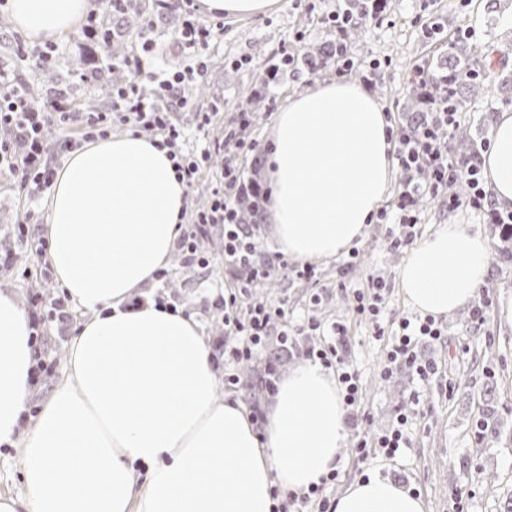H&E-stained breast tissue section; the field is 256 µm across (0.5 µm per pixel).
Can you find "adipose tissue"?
<instances>
[{
	"label": "adipose tissue",
	"mask_w": 512,
	"mask_h": 512,
	"mask_svg": "<svg viewBox=\"0 0 512 512\" xmlns=\"http://www.w3.org/2000/svg\"><path fill=\"white\" fill-rule=\"evenodd\" d=\"M280 0H202L210 16L253 18ZM35 42L72 29L87 0H9ZM382 104L350 81L315 83L274 119L269 207L279 250L330 260L361 238L393 178ZM482 167L499 203L512 202V113H499ZM185 187L166 151L133 133L95 138L71 153L48 196L47 260L86 318L68 373L21 430L37 386L33 330L15 294L0 290V445L21 443L18 496L0 512H272V486L310 488L346 445L335 376L292 370L257 432L248 408L220 397L211 349L194 316L131 306L169 262ZM492 263L477 232L440 224L399 271L407 303L450 314L478 292ZM334 512H428L425 500L374 472L357 477Z\"/></svg>",
	"instance_id": "adipose-tissue-1"
}]
</instances>
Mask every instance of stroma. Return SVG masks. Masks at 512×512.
I'll list each match as a JSON object with an SVG mask.
<instances>
[{"mask_svg":"<svg viewBox=\"0 0 512 512\" xmlns=\"http://www.w3.org/2000/svg\"><path fill=\"white\" fill-rule=\"evenodd\" d=\"M339 0H281L270 15L228 19L224 30L211 41L207 51L208 72L205 94L191 96L188 109L178 112L188 148H204L223 139L225 126L236 117L238 103H248L255 113L253 136L260 145L271 141L274 117L289 97L315 82L336 79L335 69L310 73L299 59L310 46L335 38L336 30L327 17ZM490 0H388L379 21L361 23L351 45L353 67L349 80L373 92L385 111L397 121L408 118L404 107L416 73L427 72L449 41L461 38L479 47L492 46L512 59V0H500L496 13H489ZM438 22L439 33L429 29ZM288 51L298 62L270 82L265 95L251 98L259 77L276 54ZM210 113L212 122L199 127L197 115ZM419 203L418 238H425L437 224H460L482 233L492 247L489 275L477 293L488 303L483 324L470 321L471 306L443 317L448 328L441 344L421 343L422 359L438 372L422 383L401 367L389 380H381L385 363L386 337L376 335L369 321L354 314L353 293L366 289L369 278L379 277L389 285L380 322L391 327L403 317L416 314L404 299L399 270L406 256L389 250L387 225H367L356 247L357 262L337 287L339 260L314 263L313 277L298 275L301 261L289 260L288 272L271 277L272 288L261 301L285 303L291 325L306 323L315 315L324 323L342 322L347 328L349 360L363 381L361 408L370 415V430L389 428L399 412L415 414L411 443L395 458H377L373 465L358 461L353 446L355 430H348L346 448L337 465L339 477L328 486V498L341 495L369 468L425 499L429 512H512V322L500 315L502 303L512 301V259L500 249L496 227L488 212L467 206L449 207L456 194ZM47 195L29 198L16 179L0 173V254H10L8 266L0 267V289L16 294L24 308H35L41 319V369L35 401H42L66 374L70 339L81 319L80 311L68 308L59 318L53 301L63 293L55 278H41L36 254L38 236L27 222L28 214L47 217ZM200 252L208 267L185 263L181 252H173L166 280L139 289L137 298L165 297L184 314L194 316L208 340L216 370L224 368V325L220 301L237 289L236 273L224 265L223 235L219 230L200 238ZM320 294L319 305L310 298ZM492 390L494 415L485 436L474 429L484 413L482 396Z\"/></svg>","mask_w":512,"mask_h":512,"instance_id":"35a3bbf8","label":"stroma"}]
</instances>
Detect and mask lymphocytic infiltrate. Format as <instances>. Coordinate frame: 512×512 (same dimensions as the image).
<instances>
[{
    "mask_svg": "<svg viewBox=\"0 0 512 512\" xmlns=\"http://www.w3.org/2000/svg\"><path fill=\"white\" fill-rule=\"evenodd\" d=\"M154 2L158 14L173 13L180 17V41L186 63L168 70H155L158 44L154 38V20L146 18L134 49L112 61L113 68L129 72L130 78L113 84L109 110L87 112L78 117L59 106L47 109L19 93L14 72L0 64V171L13 173L21 188L27 189L30 195H38L53 184L55 156L71 152L79 141L109 136L117 123L133 133L152 138L156 148L167 150L179 181L189 191L194 189L213 154H222L220 174L212 189L210 204L196 214L191 230L179 236L177 247L187 263L206 264V257L198 251L199 235L214 226L224 229V264L236 270L239 277L238 294L229 295L222 305L226 337L224 384L234 388L239 379L231 371L233 364L256 358L268 336H278L284 344L294 339L283 306L259 302L243 314L238 305L239 295L250 294L270 278L273 270L272 265L258 261L257 246L238 217V206L242 199L249 198L255 208H262L269 202L272 191L245 180L239 163L240 157L255 152L258 147L257 141L249 135L251 122L247 108H240L236 126L225 129L223 140L215 142L213 149L195 152L186 148L184 130L176 123L175 115L189 105L186 85L202 79L208 70L205 51L216 31L214 26L196 20L194 12L186 10L184 0ZM75 121L79 122L81 132L77 139L70 135L71 124ZM458 123L457 113L449 111L443 103L429 119L418 124L388 126V137L395 144V158L405 174L399 184L396 221H389L384 211L377 215L378 222L389 225L387 243L391 251L402 252L413 243L420 197L425 194L441 196L449 183L459 176L467 178L469 192L465 201L470 207L482 209L487 206L480 166L472 164L462 172L451 158L449 138ZM229 144L234 150L228 154L224 148ZM322 329L331 335V342L310 347L307 355L336 373L349 415L357 417L362 382L348 363L346 328L340 323L326 328L313 317L303 326L307 333ZM445 336L442 321L434 316L400 319L391 336L388 366L382 371L383 377H390L393 366L404 364L412 368L421 381H428L436 368L418 359L416 341L424 337L441 343ZM408 425L409 417L402 413L390 431L374 437L360 436L355 448L357 456L363 460L379 455L394 458L408 442Z\"/></svg>",
    "mask_w": 512,
    "mask_h": 512,
    "instance_id": "1",
    "label": "lymphocytic infiltrate"
}]
</instances>
